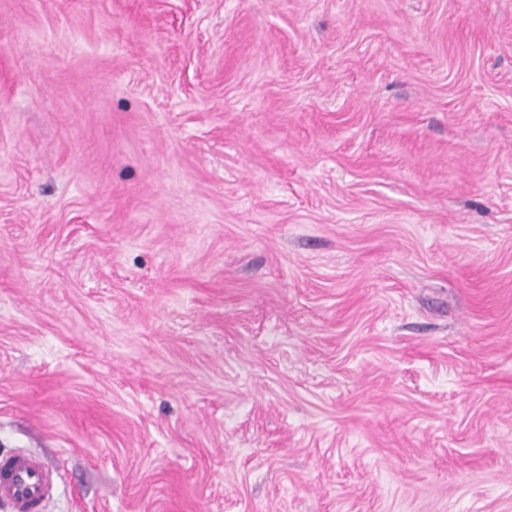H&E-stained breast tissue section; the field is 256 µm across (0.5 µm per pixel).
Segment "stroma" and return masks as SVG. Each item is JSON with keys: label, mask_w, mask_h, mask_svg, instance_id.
Here are the masks:
<instances>
[{"label": "stroma", "mask_w": 512, "mask_h": 512, "mask_svg": "<svg viewBox=\"0 0 512 512\" xmlns=\"http://www.w3.org/2000/svg\"><path fill=\"white\" fill-rule=\"evenodd\" d=\"M43 512H512V0H0V457ZM55 479L42 458L30 451L0 458V503L10 512H42Z\"/></svg>", "instance_id": "obj_1"}]
</instances>
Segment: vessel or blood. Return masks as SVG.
Listing matches in <instances>:
<instances>
[{
    "label": "vessel or blood",
    "instance_id": "obj_1",
    "mask_svg": "<svg viewBox=\"0 0 512 512\" xmlns=\"http://www.w3.org/2000/svg\"><path fill=\"white\" fill-rule=\"evenodd\" d=\"M54 491V474L38 454L0 458V503L10 512H43Z\"/></svg>",
    "mask_w": 512,
    "mask_h": 512
}]
</instances>
